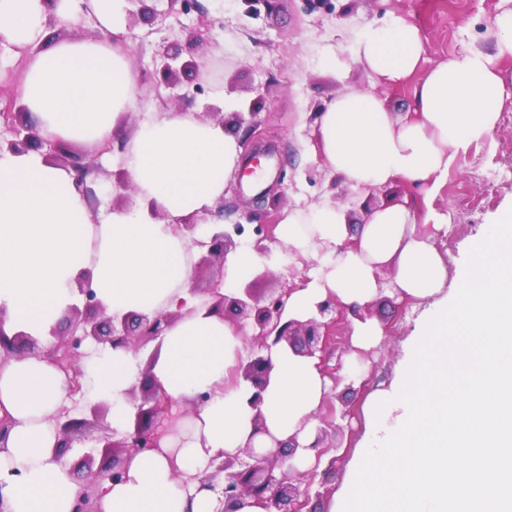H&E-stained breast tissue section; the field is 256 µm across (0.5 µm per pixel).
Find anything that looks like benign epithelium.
<instances>
[{"mask_svg": "<svg viewBox=\"0 0 512 512\" xmlns=\"http://www.w3.org/2000/svg\"><path fill=\"white\" fill-rule=\"evenodd\" d=\"M198 45L199 39L192 37L184 44L173 40L166 46L160 69L162 80L166 84L175 85L177 63L183 50H194ZM24 114L25 108L22 105L18 106L16 112L0 113V121L13 134V138L0 141V152L6 150L12 154H25L44 147L45 159L55 166L72 170L79 191L88 192L86 177L99 174L98 164L81 163L77 156L70 153L69 145L39 138L31 122L20 120ZM242 232L243 227L236 225L235 233L240 235ZM233 234L224 229L213 232L207 242L208 256L194 266V272H199L202 266L224 264L228 248L234 245ZM220 286L221 282L217 280L209 288L215 297L210 309L222 316L230 313L233 316L231 323L240 331L246 330V319H253V333L246 335L251 352L247 359L240 361L236 374L254 388L250 405L256 409L253 418L254 432L260 433L263 426L261 412L257 408L261 404L262 391L268 382L271 369L270 359L262 351L284 342L298 354L309 357L319 355L320 362L323 363L333 340V329L338 316L347 311L360 318L361 309L351 306L344 309L335 298L330 297L318 306L322 320H287L284 313L291 289L284 288L262 302L248 288L243 289L238 296H229L220 292ZM78 290L85 297L83 308L71 307L67 334L57 337V341L47 351V356L65 370L81 361L87 355L85 348L90 345L107 344L112 349H136L142 344L161 339L172 322V317L163 314H130L121 318L108 316L103 304L85 283L78 282ZM37 349V341L28 334L18 332L9 336L0 329V354L5 357L17 353L34 355ZM139 394L142 395V403L136 406L137 423L134 432L121 441H115L106 428H101L102 434L97 441L103 444L105 450L113 452L120 448L129 453L159 447L162 432L158 430L157 420L162 401L147 370L142 373L139 386L130 389L131 401H136ZM149 401L153 405L144 407ZM55 421L62 448H70L73 442H83L90 438L87 433L88 420L71 414L69 409L62 410L55 417ZM296 448V443H290L286 447L280 443L278 449L270 453H258L248 447L233 456H224V460L217 467V472L224 473L221 487L222 508L219 512H236V506L245 495L264 499L268 512H303L306 501L300 500L302 492L291 482V476L284 473L276 475V469L285 460L292 458Z\"/></svg>", "mask_w": 512, "mask_h": 512, "instance_id": "1", "label": "benign epithelium"}]
</instances>
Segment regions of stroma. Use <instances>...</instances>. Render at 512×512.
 <instances>
[{"label":"stroma","instance_id":"1","mask_svg":"<svg viewBox=\"0 0 512 512\" xmlns=\"http://www.w3.org/2000/svg\"><path fill=\"white\" fill-rule=\"evenodd\" d=\"M200 9L181 11L169 0H132L126 38L138 75V109L125 117L134 125L139 113L177 108L186 112H220L224 128L241 147L261 143L271 179L249 183L233 175L224 191V224L244 225L236 248L253 246L258 225L280 218L284 209L330 201L349 207L352 224L364 223L370 210L402 198L417 200L418 186L402 181L379 190H353L330 176L312 159L316 143L314 119L325 103L351 90L371 89L373 79L350 59L353 38L371 20L386 13L408 15L426 42V65L434 67L463 47L489 49L495 41L493 18L497 0H199ZM202 32L201 45L183 52L187 67L178 88L160 80L162 53L173 39ZM340 66L329 72L327 55ZM241 112L254 113L238 121ZM101 174L88 184L93 199L114 207L133 205L122 186L119 163L101 161ZM448 213L447 233L438 246L456 277L466 265L467 241L497 213L512 206V132L495 128L466 157L434 201ZM303 281L296 264L262 267L245 281L254 295L265 299ZM426 304L394 294L381 295L367 310L378 321L384 341L370 349L350 348L341 356L338 382L332 385L319 414L336 423V433L324 441L328 451L316 474L299 473L297 484L308 489V512H333L335 496L346 484L354 454L367 445L366 401L387 387L404 354L414 321Z\"/></svg>","mask_w":512,"mask_h":512}]
</instances>
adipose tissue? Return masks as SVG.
Wrapping results in <instances>:
<instances>
[{
  "instance_id": "adipose-tissue-1",
  "label": "adipose tissue",
  "mask_w": 512,
  "mask_h": 512,
  "mask_svg": "<svg viewBox=\"0 0 512 512\" xmlns=\"http://www.w3.org/2000/svg\"><path fill=\"white\" fill-rule=\"evenodd\" d=\"M90 6L112 40L53 39L49 14L71 17L78 0H0V44L28 53L21 97L42 138L77 141L94 153L125 137L122 166L138 204L91 210L73 172L37 152L0 155V326L47 335L82 302L81 277L112 315H172L151 375L168 402L161 421L175 430L159 448L127 454L121 480L98 479L95 505L98 512H219L201 479L225 454L293 439L295 467L314 465V416L331 383L316 358L280 343L269 352L262 404L251 408L253 389L235 374L248 353L240 332L191 291L196 242L216 222L242 148L222 124L171 109L142 113L124 130L120 118L137 95L130 50L118 40L128 2ZM494 24L491 50H469L429 70L416 24L396 13L370 24L349 47L352 62L383 86L416 79L414 110L396 116L382 94L348 91L318 116L313 156L325 170L363 189L410 181L422 203L375 209L354 233L346 207L287 209L268 258L242 249L225 263L229 287L263 261H308L303 286L286 304L300 321L316 317L330 297L371 303L383 273L396 292L428 303L399 371L370 401L375 420L392 425L360 448L339 512H512V208L469 241V262L450 289L435 236L448 213L433 205L512 98L502 78L512 61V8ZM83 370L86 403H108L111 432L126 434L138 355L100 350ZM69 398L68 376L48 357L0 362V419L10 425L0 447V512H73L81 489L57 456L52 421ZM257 413L265 425L258 435Z\"/></svg>"
}]
</instances>
